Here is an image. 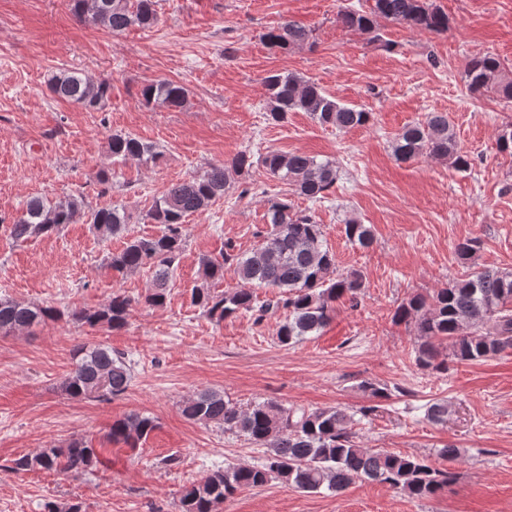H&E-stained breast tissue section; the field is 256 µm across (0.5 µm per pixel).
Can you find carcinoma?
Returning <instances> with one entry per match:
<instances>
[{
    "mask_svg": "<svg viewBox=\"0 0 512 512\" xmlns=\"http://www.w3.org/2000/svg\"><path fill=\"white\" fill-rule=\"evenodd\" d=\"M157 0H70L71 11L81 22L119 34L132 26L149 27L158 21ZM430 32L448 30V15L429 0H373L367 11L344 10L336 17L342 28L380 40L377 20ZM311 31L285 20L263 34L267 45L293 48L310 39ZM465 83L472 93L492 91L512 101V75L491 54L471 57ZM268 95L269 120L282 123L290 112H307L319 124L339 130L369 123L371 113L336 100L318 84L293 73H274L263 79ZM56 99L89 110L104 106L110 84L77 70H63L48 79ZM142 102L168 109L185 107L188 92L172 80H154L140 90ZM112 158L157 162L156 148L130 135L114 134L109 144ZM396 159L409 161L427 155L445 160L457 171L471 168V159L459 145L448 114L430 112L425 120L405 125L395 136ZM251 155L242 152L231 161L212 165L199 175L179 180L156 198L146 213L151 224L163 227L155 236L128 239L123 249L108 253L107 267L122 275L148 270L154 288L144 303L158 307L167 298L168 282L183 247L185 218L208 209L224 197L231 176L253 166ZM266 172L287 181L293 195L317 201L326 198L336 184V166L305 153L269 151L258 161ZM270 238L247 253L225 245L220 258L201 259L202 284L190 290L191 305L220 322L242 311L260 320L280 309L288 312L280 325L278 340L296 343L319 333L332 320L341 298L357 305L363 288L362 274L336 273V258L315 218L295 209L286 197L267 201ZM83 217L105 238L118 236L128 224L120 204L82 211L76 200L49 203L32 197L25 213L9 227L17 242L58 233L66 224ZM348 241L361 248L373 242L370 227L351 219L344 225ZM233 267L238 286L217 293L212 286L224 280V266ZM272 288L277 295L258 304L253 288ZM132 300L114 293L95 309L65 312L52 305L0 300V333L10 334L46 320L64 316L95 327L120 328L127 320ZM395 321L413 325L416 336L414 360L424 370L448 372L450 365L482 361L512 349V272L483 268L430 293L410 294L397 306ZM448 352H443V344ZM131 381L126 357L103 345L79 347L72 372L62 381V391L72 398L110 399L124 394ZM181 413L189 420L215 423L224 431L239 434L265 449L259 466L238 465L213 471L203 481L183 491L181 512H219L224 500L242 488H258L277 479L292 488L314 493L323 488L340 493L356 481L369 480L398 488L409 497L423 500L437 495L455 479L447 467L426 459L383 449L364 448L352 431L354 415L340 407L310 410L285 406L274 400L237 407L224 394L207 390L184 401ZM157 428L153 417L130 413L112 423L107 439L131 451L140 449ZM101 449L89 439H75L63 448H45L13 460L17 471L86 474L101 463Z\"/></svg>",
    "mask_w": 512,
    "mask_h": 512,
    "instance_id": "1",
    "label": "carcinoma"
}]
</instances>
